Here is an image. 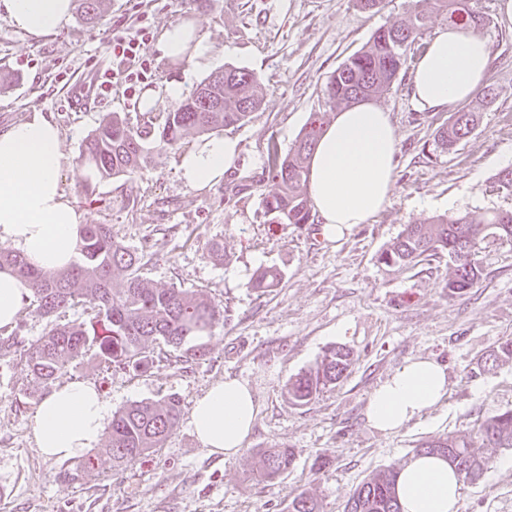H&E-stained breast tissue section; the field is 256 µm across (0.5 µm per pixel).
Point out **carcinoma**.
<instances>
[{
    "label": "carcinoma",
    "mask_w": 512,
    "mask_h": 512,
    "mask_svg": "<svg viewBox=\"0 0 512 512\" xmlns=\"http://www.w3.org/2000/svg\"><path fill=\"white\" fill-rule=\"evenodd\" d=\"M444 15L451 27L484 26L486 18L478 0H419L409 16L398 24L380 27L359 52L349 57L330 76L325 90L330 107L349 106L390 90L407 68L408 51L422 38L429 11ZM265 103L260 79L252 72L227 67L203 79L194 92L160 113L157 122L132 127L119 113L104 118L87 138L81 162L100 178L132 174L147 166L152 150L176 149L190 134H206L244 125ZM325 113L315 112L293 148L283 155L268 149L267 213L278 224H307L311 207L307 192L309 159L323 131ZM480 112L463 107L434 135L435 149L454 150L477 127ZM512 239V211H493L477 221L469 215H439L421 224H409L382 253L386 264L409 266L440 253L451 262L448 295H461L481 278L476 261L481 232ZM8 268L25 279L37 299L36 311L50 315L60 310L92 306L94 315L82 322L55 325L37 344L25 347L18 336L0 339V354H23L34 378L42 385L54 382L75 360L94 352L107 365L139 372L152 361L153 345L163 342L175 349L207 335L224 319L217 303L182 288H161L142 274V257L114 240L108 224H89L81 232L79 257L61 271L32 266L19 253H0V269ZM280 270H258L252 288L266 292L278 286ZM512 360V338L485 356L483 368ZM353 362L350 350L336 347L320 362L288 384V394L307 403L324 389L336 385ZM179 401L167 397L135 402L112 417L109 453L112 469L122 470L163 446L177 428ZM502 448H512V411L495 414L478 427L469 440L437 438L421 443L416 454L439 455L458 474L480 479ZM295 454L290 448H269L259 461L258 476L273 480L288 472ZM397 470L389 467L362 482L348 499L344 512H401L395 482ZM289 512H319L312 497H293Z\"/></svg>",
    "instance_id": "carcinoma-1"
}]
</instances>
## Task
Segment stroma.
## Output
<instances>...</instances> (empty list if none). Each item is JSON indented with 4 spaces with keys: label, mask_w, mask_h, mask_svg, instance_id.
<instances>
[{
    "label": "stroma",
    "mask_w": 512,
    "mask_h": 512,
    "mask_svg": "<svg viewBox=\"0 0 512 512\" xmlns=\"http://www.w3.org/2000/svg\"><path fill=\"white\" fill-rule=\"evenodd\" d=\"M416 5L383 0L378 12L367 13L353 0H213L202 11L195 0H105L96 24L75 18L45 38L23 34L0 13V130L32 112L51 118L62 134V186L87 223L111 225L115 240L142 256L143 274L155 285L201 293L225 309L223 323L203 340L202 358L161 343L138 373L104 367L88 355L57 377L60 386L94 384L113 411L167 395L180 399V422L163 447L119 472L103 440L90 451L91 469L79 458L41 455L32 423L50 389L33 379L25 359L0 356V512H288L289 500L302 492L317 500L320 512H344L358 485L380 470L403 467L422 442L472 437L487 417L512 410V360L491 372L479 367L512 337V241L481 243V279L460 296L446 289L447 255L406 268L380 259L407 225L512 210V195L494 184L498 172L512 168V27L501 20L498 0L479 3L487 18L481 35L493 52L494 95L455 152L435 150V131L449 113L416 107L406 71L376 99L398 139L394 187L377 215L330 243L319 217L276 224L265 208L269 145L288 152L311 114L325 111L329 76L376 29ZM179 22L198 25L212 48L209 68L161 58L152 47L148 77L135 96L116 88L89 109L77 107V85L111 67L112 37L138 24L157 37ZM227 66L254 72L265 104L245 125L224 129L241 153L220 182L193 189L180 177L181 151L199 144L197 135L182 149L153 153L148 167L132 175L88 180L81 150L107 114L140 126L170 108L171 84L189 92ZM148 93L156 106L146 111ZM214 244L220 255L211 253ZM266 266L279 268L282 280L261 295L250 282ZM92 313L87 305L50 317L33 313L13 332L30 345L51 325ZM334 345L353 352L347 376L310 402L294 403L289 379ZM416 356L446 365L447 396L394 433L373 429L366 418L371 393ZM229 376L252 388L259 413L243 450L227 459L204 450L189 421L196 398ZM279 447L294 449V465L275 481H257L260 453ZM318 459L327 466L317 472ZM68 470L78 471V479H63ZM457 512H512V448L501 450L479 480H461Z\"/></svg>",
    "instance_id": "stroma-1"
}]
</instances>
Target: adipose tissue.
Returning <instances> with one entry per match:
<instances>
[{"mask_svg": "<svg viewBox=\"0 0 512 512\" xmlns=\"http://www.w3.org/2000/svg\"><path fill=\"white\" fill-rule=\"evenodd\" d=\"M73 0H0L11 24L27 35L58 33L72 19ZM161 57H190L208 66L211 47L198 26L178 23L165 28L156 44ZM488 41L470 29L435 32L413 69L412 98L424 110H442L472 99L489 78ZM59 127L35 112L0 132V244L48 271L72 263L80 242L84 214L64 192L60 173L65 156ZM397 138L390 115L370 101L337 112L311 155L308 196L330 242L381 211L394 184ZM236 139L212 137L182 153L180 175L191 188L219 182L238 155ZM30 293L29 284L0 270V330L11 328ZM448 392L445 366L417 357L398 368L370 395L369 424L391 433L437 405ZM108 405L91 383L56 387L34 416L33 433L40 453L69 459L95 447L102 436ZM259 411L252 389L227 379L198 397L190 424L208 453L238 455ZM459 478L447 460L417 456L402 467L397 495L403 512H457Z\"/></svg>", "mask_w": 512, "mask_h": 512, "instance_id": "ef3b65f1", "label": "adipose tissue"}]
</instances>
